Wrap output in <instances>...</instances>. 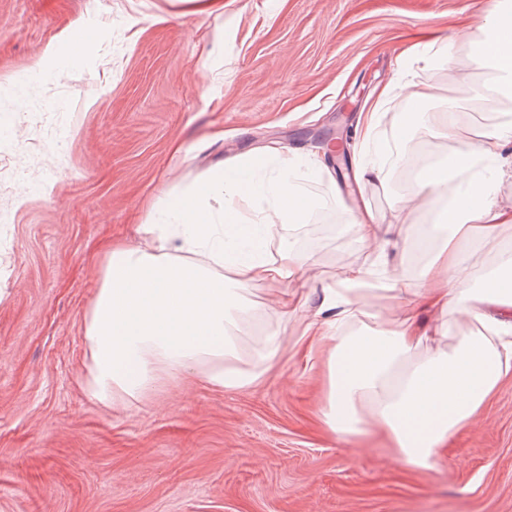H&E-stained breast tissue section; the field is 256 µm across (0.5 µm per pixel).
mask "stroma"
<instances>
[{
    "label": "stroma",
    "mask_w": 512,
    "mask_h": 512,
    "mask_svg": "<svg viewBox=\"0 0 512 512\" xmlns=\"http://www.w3.org/2000/svg\"><path fill=\"white\" fill-rule=\"evenodd\" d=\"M496 0H224L197 14L187 0H0V512H512V381L451 435L429 469L378 440L337 439L319 407L321 365L307 361L301 324L280 322L263 379L221 391L194 377L161 382L142 400L105 408L83 389V321L117 240L145 247L144 200L193 184L250 150L297 159L318 138L330 182L303 180L316 206L306 225L273 234L310 257L288 286L316 304L370 248L349 229L356 201L392 216L417 178L416 154L450 141L421 123L396 137L399 101L376 136L401 161L387 185L355 183L361 112L398 71L431 88L430 109L458 103L473 137L512 120V101L449 87L433 45L477 59V32ZM97 40L69 63L70 35ZM182 142L187 154L172 151ZM512 250V224L469 258L480 287ZM280 290L250 288L254 338Z\"/></svg>",
    "instance_id": "35a3bbf8"
}]
</instances>
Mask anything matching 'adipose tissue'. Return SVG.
I'll return each instance as SVG.
<instances>
[{
  "label": "adipose tissue",
  "mask_w": 512,
  "mask_h": 512,
  "mask_svg": "<svg viewBox=\"0 0 512 512\" xmlns=\"http://www.w3.org/2000/svg\"><path fill=\"white\" fill-rule=\"evenodd\" d=\"M478 66L492 65L500 78L475 83L466 69L449 63L448 78L471 87L479 100L512 95V11H493L481 37ZM399 98L410 125L432 117L439 134L453 141L446 169L422 165L415 198L421 204L452 196L437 236L402 240V248L425 252L412 283H405L379 243L389 229L368 203L352 213L359 244L375 246L370 265L346 269L322 288L312 310L285 292L308 257L283 248L269 258L272 227L306 223L314 203L296 178L297 161L279 156L273 173L259 177L261 153L253 151L212 166L184 191L149 207L142 223L150 247L116 243L101 264V284L85 317V392L97 403L127 405L164 380L189 374L211 386L242 391L263 375L279 345L269 330L245 367L236 346L250 312L248 286L282 287L281 316H300L306 357L326 352L327 386L322 409L338 439L384 435L400 461L430 467L436 448L475 419L504 380L512 377V252L501 274L472 287L470 253L481 245L478 229L512 224V202L500 203L499 187L512 180V125L472 140L455 110L428 114L429 89L399 72L360 119L362 144L383 122V107ZM395 293L403 311L384 317L370 310L373 286ZM423 307L433 324L419 321ZM466 318L478 333L455 335L452 322Z\"/></svg>",
  "instance_id": "1"
}]
</instances>
